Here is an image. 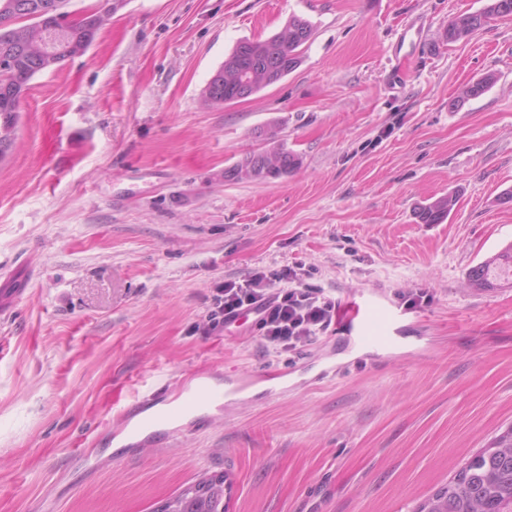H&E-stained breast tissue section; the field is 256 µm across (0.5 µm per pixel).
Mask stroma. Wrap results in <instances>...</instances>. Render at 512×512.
Listing matches in <instances>:
<instances>
[{
	"mask_svg": "<svg viewBox=\"0 0 512 512\" xmlns=\"http://www.w3.org/2000/svg\"><path fill=\"white\" fill-rule=\"evenodd\" d=\"M486 3L125 0L30 81L0 159V512H155L226 470L233 512H417L512 426V288L468 280L512 243V15L444 39ZM293 16L314 27L300 65L207 104L235 46ZM266 130L300 167L225 180ZM286 268L387 300L395 346L334 325L268 353L252 319L204 334L219 285ZM201 369L274 378L117 458L113 404ZM454 206V201L450 197L438 199L425 207L418 214V218L423 224H439L444 221Z\"/></svg>",
	"mask_w": 512,
	"mask_h": 512,
	"instance_id": "stroma-1",
	"label": "stroma"
}]
</instances>
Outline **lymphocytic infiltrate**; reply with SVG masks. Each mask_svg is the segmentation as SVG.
Listing matches in <instances>:
<instances>
[{"instance_id": "obj_1", "label": "lymphocytic infiltrate", "mask_w": 512, "mask_h": 512, "mask_svg": "<svg viewBox=\"0 0 512 512\" xmlns=\"http://www.w3.org/2000/svg\"><path fill=\"white\" fill-rule=\"evenodd\" d=\"M208 327L227 326L241 313L255 312L266 348L292 351L328 330L336 317V301L322 289L304 285L294 272H255L243 282L228 281L214 298Z\"/></svg>"}]
</instances>
